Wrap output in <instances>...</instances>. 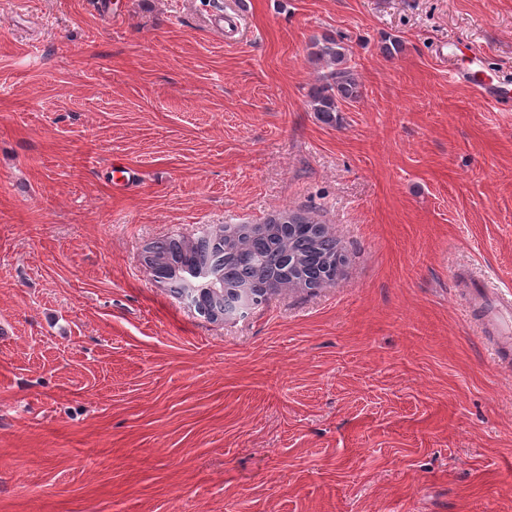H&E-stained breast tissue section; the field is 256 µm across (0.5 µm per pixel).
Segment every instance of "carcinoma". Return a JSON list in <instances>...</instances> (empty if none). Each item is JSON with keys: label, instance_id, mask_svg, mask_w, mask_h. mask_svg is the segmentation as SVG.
I'll return each mask as SVG.
<instances>
[{"label": "carcinoma", "instance_id": "cac0c4a2", "mask_svg": "<svg viewBox=\"0 0 512 512\" xmlns=\"http://www.w3.org/2000/svg\"><path fill=\"white\" fill-rule=\"evenodd\" d=\"M310 59L324 62L330 70L314 85L309 93L312 107L321 121L336 123L339 104L357 99L360 94L355 71L348 64V48L343 39L323 35L311 41ZM269 224H281L283 228L273 232H256L246 227L240 229L237 239V254L224 251V231L199 241L191 255H186L183 245L171 239L157 243L149 249L156 259L164 260L157 266V277L178 288L187 284L198 291L200 283L185 281L182 274L187 269L206 270L214 277L224 280V288L236 290L245 288L253 281L277 273L282 255L287 253L313 263L302 270L295 279L288 280V287H306L322 279L324 266L341 262L343 248L340 242L322 231L309 234L302 230L290 231L286 224H313L315 220L300 213L285 212L267 220Z\"/></svg>", "mask_w": 512, "mask_h": 512}]
</instances>
